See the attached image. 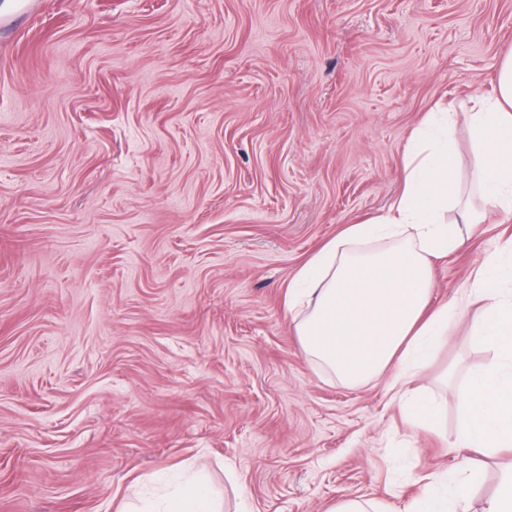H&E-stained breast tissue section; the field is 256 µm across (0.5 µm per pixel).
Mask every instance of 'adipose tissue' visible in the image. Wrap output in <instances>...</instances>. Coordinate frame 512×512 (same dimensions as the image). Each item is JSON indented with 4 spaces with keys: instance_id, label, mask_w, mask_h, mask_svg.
<instances>
[{
    "instance_id": "ef3b65f1",
    "label": "adipose tissue",
    "mask_w": 512,
    "mask_h": 512,
    "mask_svg": "<svg viewBox=\"0 0 512 512\" xmlns=\"http://www.w3.org/2000/svg\"><path fill=\"white\" fill-rule=\"evenodd\" d=\"M461 127L478 151L473 180L485 207L512 216L511 49L491 97L461 116L443 100L426 113L404 148L401 187L388 210L347 225L300 268L286 294L296 334L314 362L349 386L391 373L407 419L425 430L440 428V408L415 398L408 386L431 366L455 320L480 305L471 335L493 360L467 378L455 439L477 457L461 472L429 480L406 512H467L463 487L481 483L486 459L512 450V239L495 247L452 301L430 303L432 260L464 245L462 225L484 221L483 209L463 204L459 194ZM452 210L460 226L449 224ZM118 512H222V505L198 477L162 500L124 502Z\"/></svg>"
}]
</instances>
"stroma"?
<instances>
[{"label": "stroma", "mask_w": 512, "mask_h": 512, "mask_svg": "<svg viewBox=\"0 0 512 512\" xmlns=\"http://www.w3.org/2000/svg\"><path fill=\"white\" fill-rule=\"evenodd\" d=\"M512 0H33L0 15V512H117L150 475H208L224 512L391 506L453 447L478 308L411 383L342 385L284 295L385 211L440 99L493 93ZM512 222L435 260L468 287ZM456 363L449 384L438 376Z\"/></svg>", "instance_id": "stroma-1"}]
</instances>
